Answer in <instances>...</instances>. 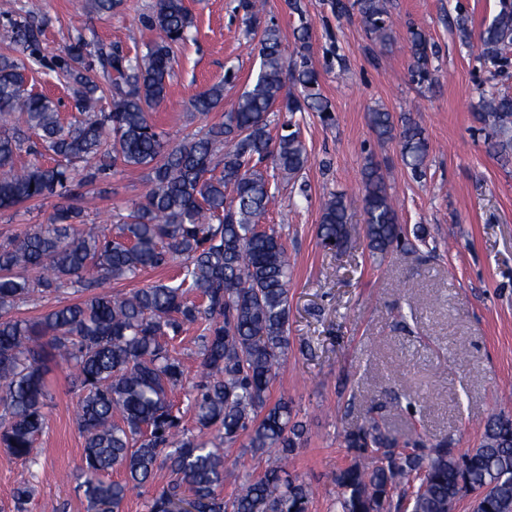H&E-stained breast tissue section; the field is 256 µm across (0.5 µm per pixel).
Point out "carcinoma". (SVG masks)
<instances>
[{"label":"carcinoma","instance_id":"cac0c4a2","mask_svg":"<svg viewBox=\"0 0 512 512\" xmlns=\"http://www.w3.org/2000/svg\"><path fill=\"white\" fill-rule=\"evenodd\" d=\"M236 10L246 33L261 31L257 76L223 120L172 146L158 131L153 110L167 95L173 46L188 39L193 25L184 0H157L147 17L153 38L132 57L81 35L64 47L54 68L72 93L77 115L69 121L49 97L27 86L26 71L40 62V23L25 18L13 25L11 44L22 47L25 57L0 54V115L6 110L16 119L0 127V211L57 200L47 223L0 244V447L19 459L34 455L49 399L46 363L74 366L86 512H121L128 486L149 484L160 464L171 480L154 491L148 512H171L187 493L196 512H310L311 490L280 466L258 480L245 479L233 498L221 497L223 447L244 434L251 452L273 451L286 460L300 436L288 402L269 399L288 349L292 270L281 238L258 230L256 219L275 190L253 161L272 157L284 179L295 178L308 162L292 126L271 136L274 106L332 119L309 57L308 23L300 21L295 59L289 60L278 27L262 21L263 0H238ZM350 11L374 42L391 41L386 0H336V13ZM451 27L462 44L470 43L460 3ZM409 34L411 80L429 84L435 45L418 27ZM478 42L485 78L476 87L477 121L494 131L490 148L507 162L512 96L496 81L507 74L512 0H498ZM290 67L288 88L283 74ZM233 79L229 73L196 93L191 108L201 115L215 111L224 84ZM367 121L378 141L399 139L404 165L423 173L429 145L409 115L377 107ZM23 153L34 160L17 162ZM128 169L147 171L145 202L116 213L111 229L87 223L73 203L75 187ZM362 184L364 236L371 255L382 257L400 243L404 228L382 168L371 158ZM350 209L342 194L322 202L325 244L349 243L355 233ZM170 266L177 274L168 282L98 292L111 281ZM65 288H78L84 297L35 320L15 314L30 298ZM196 323L203 333L202 380L189 391L194 435L173 401L184 388L183 363L164 338ZM344 443L352 459L333 476L336 512H454L472 493L473 512H512L511 415L489 416L479 446L463 454L446 441L402 439L375 421L346 432ZM115 468L123 480L107 478Z\"/></svg>","mask_w":512,"mask_h":512}]
</instances>
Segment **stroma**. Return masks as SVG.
I'll return each instance as SVG.
<instances>
[{"mask_svg":"<svg viewBox=\"0 0 512 512\" xmlns=\"http://www.w3.org/2000/svg\"><path fill=\"white\" fill-rule=\"evenodd\" d=\"M155 0H123L117 13L91 11L88 0H0V53L7 52L13 20L44 26L43 61L28 76L49 96L62 117L74 108L52 67L76 34L119 46L135 55L151 33L146 18ZM266 20L275 22L286 51L295 47L300 18L311 22L310 59L321 74L331 121L317 113L270 115L272 132L295 120L308 154L296 178L281 183L259 220L285 243L292 266L288 288V353L270 387L271 400H288L305 432L284 466L316 492L311 512H334L333 473L351 459L346 431L369 420L404 438L447 440L458 452L477 447L486 419L512 415V162L490 155L488 133L476 121L475 87L482 76L478 45H464L448 28L463 4L472 30L491 20L496 0H387L393 20L388 47L376 45L358 16L337 14L335 0H265ZM194 21L189 40L174 49L165 100L153 117L166 139L178 141L221 120L260 66L246 37L237 0H185ZM425 30L438 57L433 84L411 82L409 26ZM221 110L203 117L190 97L222 81ZM411 114L430 144L424 177L413 178L398 141H377L370 108ZM380 162L391 186L399 222L411 238L382 258L372 257L361 232L343 250L326 247L318 234L321 204L332 194L357 199L367 158ZM143 171L129 170L79 191L87 222L111 220L114 207L143 201ZM53 201L28 203L0 213V242L23 237L46 223ZM47 426L29 460L0 450V512H15L14 489L33 485L24 512H85L75 475L84 439L77 424L78 392L73 366L48 362ZM250 451L246 439L224 450V497L243 479L274 464Z\"/></svg>","mask_w":512,"mask_h":512,"instance_id":"1","label":"stroma"}]
</instances>
